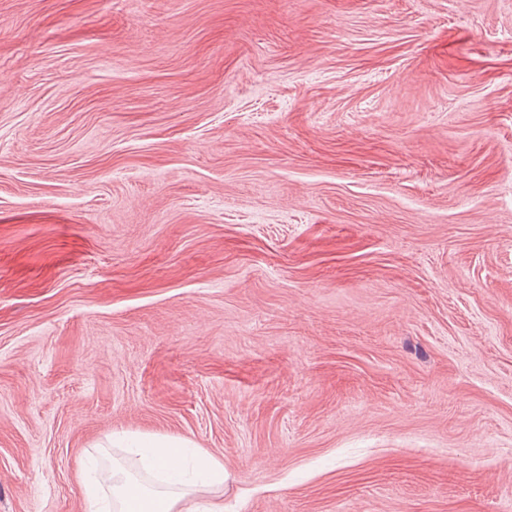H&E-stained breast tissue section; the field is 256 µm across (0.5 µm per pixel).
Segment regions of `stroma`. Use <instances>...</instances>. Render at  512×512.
<instances>
[{
	"mask_svg": "<svg viewBox=\"0 0 512 512\" xmlns=\"http://www.w3.org/2000/svg\"><path fill=\"white\" fill-rule=\"evenodd\" d=\"M118 433L512 512V0H0V512Z\"/></svg>",
	"mask_w": 512,
	"mask_h": 512,
	"instance_id": "35a3bbf8",
	"label": "stroma"
}]
</instances>
